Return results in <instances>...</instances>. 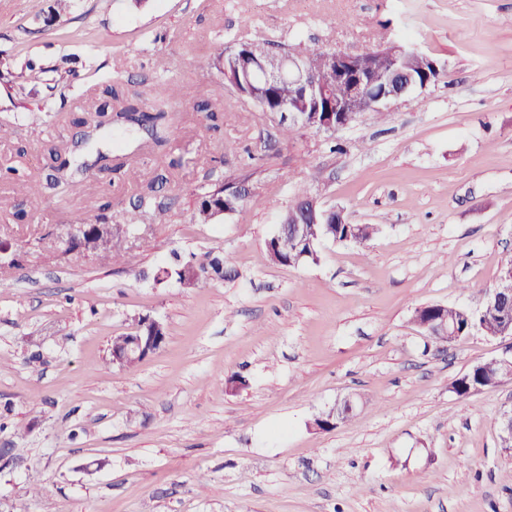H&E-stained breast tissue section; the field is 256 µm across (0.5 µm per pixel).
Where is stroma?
<instances>
[{"mask_svg":"<svg viewBox=\"0 0 512 512\" xmlns=\"http://www.w3.org/2000/svg\"><path fill=\"white\" fill-rule=\"evenodd\" d=\"M51 3L0 0V72L64 55L77 71L27 74L21 103L0 92V512H512L497 426L512 382L463 402L451 390L512 340L474 333L438 351L413 320L428 305L480 307L512 262V0H73L48 27ZM255 37L347 52L401 41L445 74L290 141L228 89L208 129L194 104L223 81L214 45ZM116 70L131 93L144 80L157 96L188 88L168 106L167 144L115 137L126 176L46 188L49 147L80 135ZM48 95L54 111L20 119ZM156 173L169 208L123 235L121 263L67 250L75 218L108 202L121 223ZM240 180L251 196L237 213L196 223L200 193ZM32 183L40 206L16 220ZM302 188L381 232L273 264L265 243ZM217 252L232 278L155 280ZM144 317L164 323L165 344L113 365V337ZM349 396L353 418L315 427Z\"/></svg>","mask_w":512,"mask_h":512,"instance_id":"35a3bbf8","label":"stroma"}]
</instances>
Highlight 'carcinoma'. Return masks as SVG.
Returning <instances> with one entry per match:
<instances>
[{
  "label": "carcinoma",
  "mask_w": 512,
  "mask_h": 512,
  "mask_svg": "<svg viewBox=\"0 0 512 512\" xmlns=\"http://www.w3.org/2000/svg\"><path fill=\"white\" fill-rule=\"evenodd\" d=\"M276 51L275 44L267 39H251L238 41L231 45L218 44L214 52V64L223 75V85L207 95L200 97L195 103L194 111L204 115L212 129L219 128L217 121L223 117L220 105L224 99V85H229L237 96L251 104L259 112H278L288 103V98L302 93V88L286 81L278 82L264 89L259 95H253V83L257 82V72L253 66H245L247 62L262 60L268 54ZM286 54L297 53L304 60L316 67H323V60L329 50L317 42L300 40L282 49ZM409 71L413 82L422 87L439 81L444 76L441 61L432 58V62L424 63L416 59L409 61ZM103 101L97 112L100 120L85 125V120L78 119L75 124L86 126L80 137L52 146L49 157L54 163L56 174L53 184H60L86 175L91 169L107 166L112 155L105 149V143L100 138V131L107 127H125L143 135V142L161 146L165 143L163 132L168 123V112L160 105L151 106V111L143 110L139 102L150 95L144 89L133 94L137 102H132L126 96L120 77L108 78L102 90ZM166 181L165 175H154L145 186L140 188L136 203L124 211L123 221L130 227L137 224L153 223L166 212L167 204L159 196V187ZM308 191L299 190L296 200L288 206L281 216V223H296L302 225L303 234L297 241L284 232H276L266 241L267 251L277 257L279 264L289 265V261L298 254L310 249L318 250L319 244L325 240L340 243H354L368 246L379 234L378 224H314L304 222L305 216L299 204L306 202ZM240 203L230 192L229 187L218 184L214 188L200 194L195 207L194 219L201 224H207L228 210L233 212ZM96 256L112 263L121 261L120 238L112 237L98 249ZM229 259L215 255L209 262L196 269L190 280L189 287L205 288L214 280L224 279L229 274ZM475 319L471 313L460 306L448 307V328L451 334L441 332L428 334L431 342L441 348L456 339L473 332ZM487 377L483 368L472 369L466 377H461L452 383L453 393L457 399L465 400L470 396L475 385Z\"/></svg>",
  "instance_id": "1"
}]
</instances>
